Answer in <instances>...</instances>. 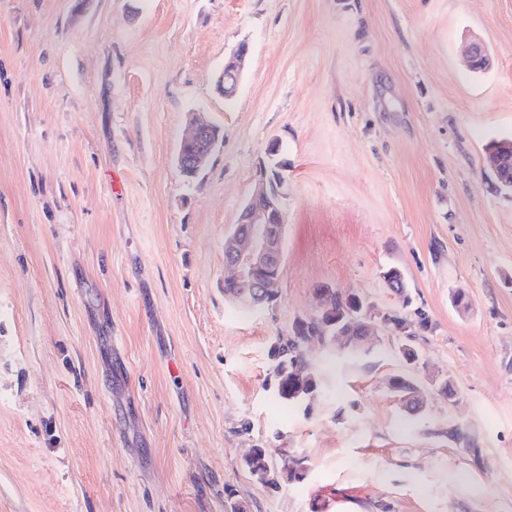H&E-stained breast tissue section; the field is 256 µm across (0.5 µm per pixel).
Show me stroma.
Segmentation results:
<instances>
[{
	"label": "stroma",
	"mask_w": 512,
	"mask_h": 512,
	"mask_svg": "<svg viewBox=\"0 0 512 512\" xmlns=\"http://www.w3.org/2000/svg\"><path fill=\"white\" fill-rule=\"evenodd\" d=\"M191 112L219 130L193 179ZM505 138L512 0H0V512H512ZM278 160L284 263L249 310L224 240ZM391 268L431 320L419 365L315 341L327 394L280 406L277 338L322 288L399 308ZM254 448L305 480L265 487ZM248 47L240 45L224 62V68L218 77V88L224 100H231L238 92L245 66ZM391 388L406 404V408L416 413L423 409L424 401L420 396V386L411 379L396 377L391 380Z\"/></svg>",
	"instance_id": "obj_1"
}]
</instances>
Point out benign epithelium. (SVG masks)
<instances>
[{"label":"benign epithelium","instance_id":"benign-epithelium-1","mask_svg":"<svg viewBox=\"0 0 512 512\" xmlns=\"http://www.w3.org/2000/svg\"><path fill=\"white\" fill-rule=\"evenodd\" d=\"M247 55L248 48L239 47L224 62L218 88L226 100L233 99L238 92ZM467 56L473 68L491 66L490 58L475 42L468 44ZM216 142V130L212 125L193 121L191 135L183 140L189 151L177 158L178 168L201 171ZM489 164L504 173L512 170V140L504 142L498 152L489 154ZM283 188L281 175L270 179L266 171H260L254 193L244 205L231 236L224 242V265L233 271L231 280L238 288L233 300L249 309L265 304L269 273L280 276L284 259ZM360 302L364 304V312L357 320L365 325L367 335L373 336L384 327L382 315L385 310L366 298Z\"/></svg>","mask_w":512,"mask_h":512}]
</instances>
